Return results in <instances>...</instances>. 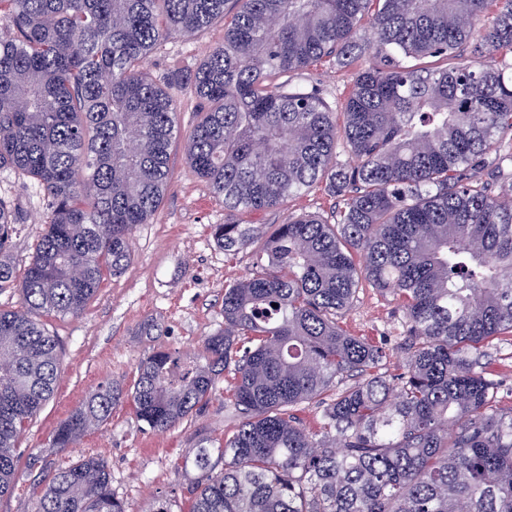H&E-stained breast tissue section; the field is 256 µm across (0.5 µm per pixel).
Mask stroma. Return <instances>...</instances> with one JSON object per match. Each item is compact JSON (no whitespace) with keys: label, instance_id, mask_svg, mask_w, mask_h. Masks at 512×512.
I'll return each instance as SVG.
<instances>
[{"label":"stroma","instance_id":"stroma-1","mask_svg":"<svg viewBox=\"0 0 512 512\" xmlns=\"http://www.w3.org/2000/svg\"><path fill=\"white\" fill-rule=\"evenodd\" d=\"M224 40L216 23L197 35L173 36L154 50L147 66L155 75L172 76L168 90L178 106L181 131L170 148L171 180L151 223L140 224L130 238L131 261L120 275L104 274L95 295L77 316L45 317L59 341L60 377L53 396L16 441L18 466L14 487L0 497V512H31L44 486L45 473L30 468L39 456L52 468L66 467L88 456L102 457L112 476V491L129 512H148L154 495L186 504L195 472L186 459L207 440L224 441L240 422L230 401L232 371H225L217 390L200 410L172 429L159 433L143 426L126 396L137 377L139 362L158 350L192 358L204 340L224 326V288L256 269L253 249L225 254L213 238V225L223 223L224 205L210 193L189 165L186 134L202 118V104L184 77ZM357 66L342 67L327 58L289 74L290 85L316 87L331 111H341L354 82ZM0 198L10 201L19 216L11 257L24 273L44 229L47 209L36 185L0 173ZM339 201L326 183L288 199L281 207L243 216L246 224L274 225L302 214L331 217ZM403 311L396 297L370 286L359 288L340 317L344 330L384 342L387 374L399 373L404 361ZM489 368L499 379L498 406L512 409V337L493 341L487 349ZM112 382L121 397L110 418L74 447L61 450L51 441L58 423L81 405L99 384Z\"/></svg>","mask_w":512,"mask_h":512}]
</instances>
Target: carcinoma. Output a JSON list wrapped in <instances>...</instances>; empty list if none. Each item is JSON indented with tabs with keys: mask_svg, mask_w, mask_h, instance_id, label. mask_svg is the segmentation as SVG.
I'll list each match as a JSON object with an SVG mask.
<instances>
[{
	"mask_svg": "<svg viewBox=\"0 0 512 512\" xmlns=\"http://www.w3.org/2000/svg\"><path fill=\"white\" fill-rule=\"evenodd\" d=\"M215 47L189 75L204 114L186 157L215 197L224 252L254 244L244 214L319 180L342 198L334 222L304 214L261 242L258 270L224 287V328L196 361L156 351L128 396L165 432L206 403L233 367L241 420L193 452L188 512H512V410L482 363L512 336V193L479 176L512 146V0H235ZM227 0H0V171L44 194L47 228L22 281L9 252L17 219L0 198V497L15 440L52 394L58 343L39 317L77 316L103 269L122 273L129 239L171 178L177 104L145 67L161 42L224 18ZM491 28L482 22L489 5ZM500 55L447 68L411 63ZM368 52L343 126L315 90L277 80L324 58ZM355 160L339 162V148ZM368 283L398 297L408 350L397 383L383 343L339 315ZM363 380L343 385L347 376ZM102 384L62 420L70 448L109 419ZM322 407L319 429L293 413ZM33 512H127L106 462L57 469Z\"/></svg>",
	"mask_w": 512,
	"mask_h": 512,
	"instance_id": "1",
	"label": "carcinoma"
}]
</instances>
